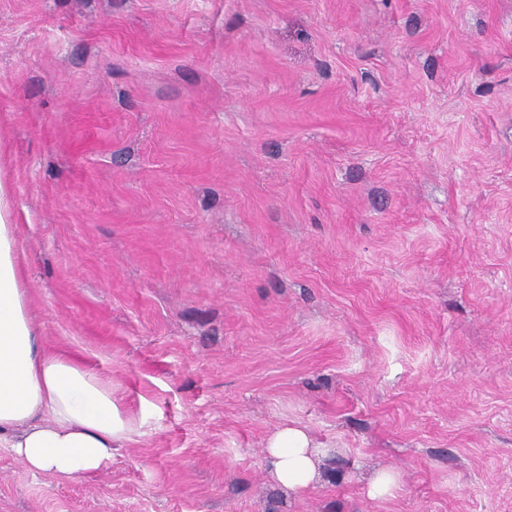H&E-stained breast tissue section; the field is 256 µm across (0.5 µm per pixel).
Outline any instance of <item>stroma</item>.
I'll return each instance as SVG.
<instances>
[{"label":"stroma","mask_w":512,"mask_h":512,"mask_svg":"<svg viewBox=\"0 0 512 512\" xmlns=\"http://www.w3.org/2000/svg\"><path fill=\"white\" fill-rule=\"evenodd\" d=\"M0 183L45 344L148 416L0 448V512H512V0H0ZM333 451L313 440L304 428L288 425L270 434L264 455L271 479L300 496L317 483V464ZM398 474L391 470L380 471L371 482L369 495L374 499H385L393 496L399 487Z\"/></svg>","instance_id":"obj_1"}]
</instances>
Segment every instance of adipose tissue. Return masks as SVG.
Listing matches in <instances>:
<instances>
[{"mask_svg":"<svg viewBox=\"0 0 512 512\" xmlns=\"http://www.w3.org/2000/svg\"><path fill=\"white\" fill-rule=\"evenodd\" d=\"M18 260L17 228L0 187V447L35 475L69 480L100 471L115 448L143 435L145 422L120 411L111 382L42 346ZM329 453L296 425L277 428L264 448L271 479L296 496L317 483V465Z\"/></svg>","mask_w":512,"mask_h":512,"instance_id":"adipose-tissue-1","label":"adipose tissue"}]
</instances>
